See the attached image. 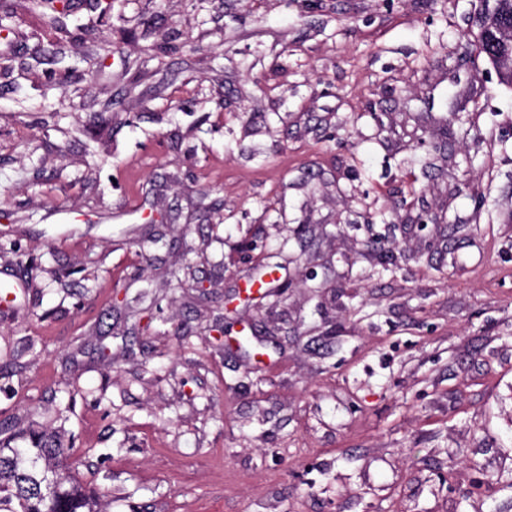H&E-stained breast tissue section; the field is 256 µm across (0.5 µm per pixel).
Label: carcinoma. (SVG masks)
<instances>
[{
    "label": "carcinoma",
    "mask_w": 512,
    "mask_h": 512,
    "mask_svg": "<svg viewBox=\"0 0 512 512\" xmlns=\"http://www.w3.org/2000/svg\"><path fill=\"white\" fill-rule=\"evenodd\" d=\"M53 0H30L29 9L40 11ZM52 7V6H50ZM495 16L496 23L512 24V0H487L482 15L472 17L474 30L484 27L485 18ZM69 14L52 7L49 23L60 32L68 31ZM21 355H0V379L19 375L24 364ZM85 391L73 385L68 389L66 405L56 407V418L68 420L77 399ZM26 417L0 421V512H98L96 495L87 491L75 470L66 465L72 448L59 432L25 427Z\"/></svg>",
    "instance_id": "cac0c4a2"
}]
</instances>
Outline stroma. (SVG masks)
Returning <instances> with one entry per match:
<instances>
[{
    "label": "stroma",
    "instance_id": "1",
    "mask_svg": "<svg viewBox=\"0 0 512 512\" xmlns=\"http://www.w3.org/2000/svg\"><path fill=\"white\" fill-rule=\"evenodd\" d=\"M8 2L0 419L63 428L102 512H512V88L474 0H69L68 37ZM282 242L284 304L244 301Z\"/></svg>",
    "mask_w": 512,
    "mask_h": 512
}]
</instances>
